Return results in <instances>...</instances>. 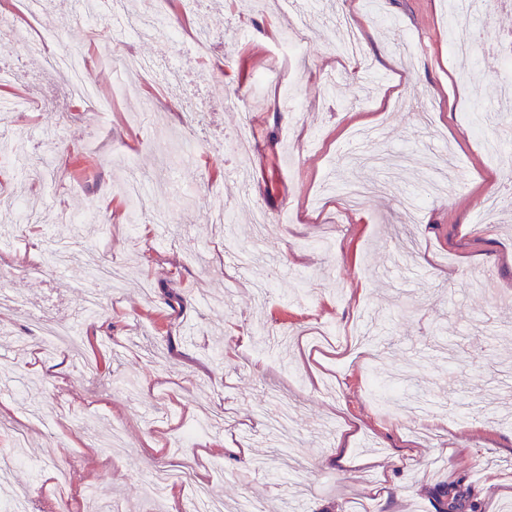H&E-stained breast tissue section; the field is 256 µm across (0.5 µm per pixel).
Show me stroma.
<instances>
[{"instance_id": "obj_1", "label": "stroma", "mask_w": 512, "mask_h": 512, "mask_svg": "<svg viewBox=\"0 0 512 512\" xmlns=\"http://www.w3.org/2000/svg\"><path fill=\"white\" fill-rule=\"evenodd\" d=\"M0 5V66L14 74L0 99L21 104L0 113L17 144L0 198L37 215L19 237L0 223V380L15 387L0 396V479L33 512H171L190 488L155 494L145 480L150 440H174L230 512H441L453 484L477 512H505L512 499L488 481L512 487V156L492 161L477 139L494 126L468 119L494 111L503 78L450 57L444 0H323L300 56L282 46L292 21L250 0L187 14L158 0L179 43L137 37L101 8L84 23L73 0H46L33 27L18 0ZM347 25L371 69L336 56ZM200 29L215 35L202 55ZM42 34L52 54L82 47L98 92L115 83L113 51L175 61L186 84L142 82L106 119L89 98L44 107L60 80L23 41ZM406 36L408 63L394 52ZM283 82L295 102L279 101ZM243 91L256 96L250 153L225 151L240 115L222 105L194 156L169 167L191 133L184 100ZM132 168L153 191L142 214L123 193ZM351 178L374 187L354 209ZM215 193L231 227L211 219ZM90 208L100 229L77 237L62 218ZM37 313L73 327L79 357L47 350ZM236 334L248 342L227 352ZM116 424L119 468L101 448ZM229 438L252 461L229 457Z\"/></svg>"}]
</instances>
